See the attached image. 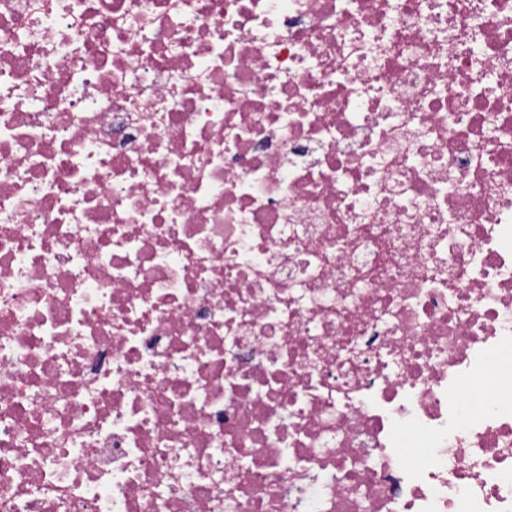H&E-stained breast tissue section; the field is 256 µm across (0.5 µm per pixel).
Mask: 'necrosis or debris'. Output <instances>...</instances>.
<instances>
[{"label": "necrosis or debris", "mask_w": 512, "mask_h": 512, "mask_svg": "<svg viewBox=\"0 0 512 512\" xmlns=\"http://www.w3.org/2000/svg\"><path fill=\"white\" fill-rule=\"evenodd\" d=\"M314 475L512 512V0H0V512Z\"/></svg>", "instance_id": "obj_1"}]
</instances>
